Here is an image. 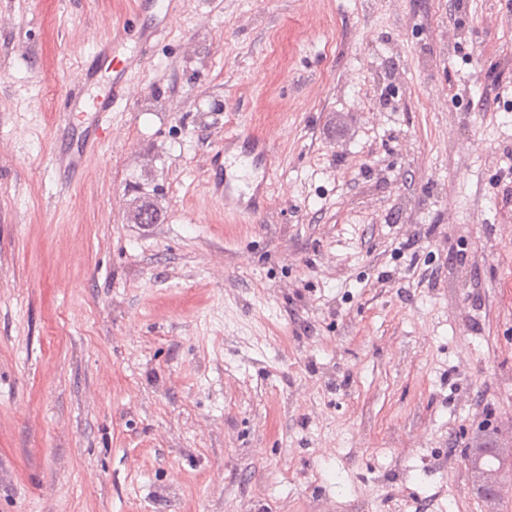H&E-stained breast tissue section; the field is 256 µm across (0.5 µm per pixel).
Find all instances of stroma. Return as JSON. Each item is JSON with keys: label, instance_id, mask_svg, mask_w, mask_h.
Listing matches in <instances>:
<instances>
[{"label": "stroma", "instance_id": "stroma-1", "mask_svg": "<svg viewBox=\"0 0 512 512\" xmlns=\"http://www.w3.org/2000/svg\"><path fill=\"white\" fill-rule=\"evenodd\" d=\"M137 2L0 0V512H512V0H178L59 187ZM127 31L125 24L121 23L117 28L113 29L105 40L98 41L100 52L98 55L99 70L82 74V86L93 83L95 76L102 69L112 72V79L107 87H105L98 95L86 99L84 93L80 90L66 89L62 95V103L65 113L68 117L69 125L82 126L89 124L86 129V135L83 147L78 155L73 157H59L56 159V166L63 169V176L58 181L62 186L63 178L66 177V171L78 170L85 155L98 148L104 133V119L110 112L116 111L121 105L127 101V80L126 76L132 69L134 57H127L125 54L118 52L126 38ZM244 138L241 132L224 137V159L229 163L226 167H235L240 175L235 176L236 183L233 185L225 176L224 179V208L238 213L249 221H255L261 215L265 208L264 200L260 204V188L267 181L272 168L271 154H269L266 142L259 141L254 150L242 151L232 156V159L226 158V150L229 144H235ZM262 168L264 170L261 181L257 182L255 173ZM249 191V192H247ZM248 197L245 204L244 199ZM498 453L502 457L503 463L508 464L509 471L492 470L482 464L480 460L472 459L470 455L465 456L464 460L471 474L475 477L476 485L480 487H499L504 483L506 477L511 475L512 467V446L508 448H498Z\"/></svg>", "mask_w": 512, "mask_h": 512}]
</instances>
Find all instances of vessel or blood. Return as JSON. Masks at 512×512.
<instances>
[{"label":"vessel or blood","instance_id":"vessel-or-blood-1","mask_svg":"<svg viewBox=\"0 0 512 512\" xmlns=\"http://www.w3.org/2000/svg\"><path fill=\"white\" fill-rule=\"evenodd\" d=\"M157 18L152 26L142 28L141 44L148 47L167 34L171 19L176 14V0H152ZM125 26L114 28L105 40L100 41L98 61L100 68L109 70L112 79L98 95L85 98L82 90H65L62 96L63 107L71 126H86L87 132L82 152L73 157H60L56 160L58 168L70 171L79 169L84 153L98 147L104 133V119L110 112L116 111L127 100L126 76L132 69L134 60L119 53L118 48L126 38ZM238 174L231 183L224 185V206L243 218L254 221L261 215L260 182L255 174L258 170H271L272 159L265 142H258L255 149L234 155L229 161Z\"/></svg>","mask_w":512,"mask_h":512}]
</instances>
